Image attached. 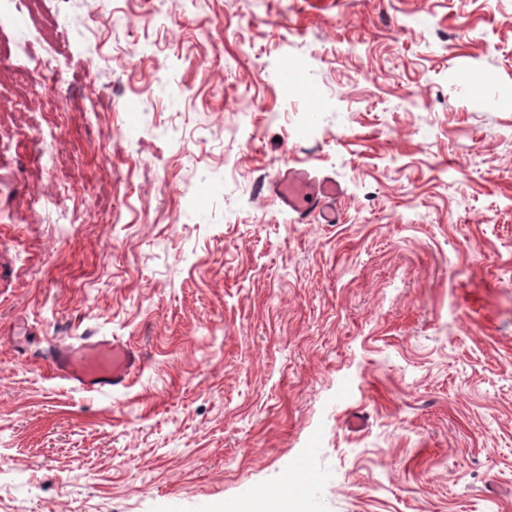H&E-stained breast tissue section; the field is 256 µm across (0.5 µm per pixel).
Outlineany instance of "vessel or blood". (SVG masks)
<instances>
[{
  "label": "vessel or blood",
  "instance_id": "vessel-or-blood-1",
  "mask_svg": "<svg viewBox=\"0 0 512 512\" xmlns=\"http://www.w3.org/2000/svg\"><path fill=\"white\" fill-rule=\"evenodd\" d=\"M267 190L295 214L297 223L316 215L324 223L337 220V201L343 192L335 180L311 178L304 170L286 169ZM141 353L118 339H88L77 345L54 348L47 357L52 372L86 392L106 393L126 387L130 375L140 369Z\"/></svg>",
  "mask_w": 512,
  "mask_h": 512
}]
</instances>
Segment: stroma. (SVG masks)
<instances>
[{
  "mask_svg": "<svg viewBox=\"0 0 512 512\" xmlns=\"http://www.w3.org/2000/svg\"><path fill=\"white\" fill-rule=\"evenodd\" d=\"M20 34L0 512H236L302 468L323 512H512V0H0ZM102 336L127 388L46 366ZM267 190L272 198L295 213L299 224H307L313 214L321 218V224H335L338 219L336 202L343 191L333 179L326 177L318 181L310 178L307 171L289 168L278 173ZM52 372L86 392L106 393L125 388L141 368V353L118 339H85L79 345L54 348L46 358Z\"/></svg>",
  "mask_w": 512,
  "mask_h": 512,
  "instance_id": "1",
  "label": "stroma"
}]
</instances>
